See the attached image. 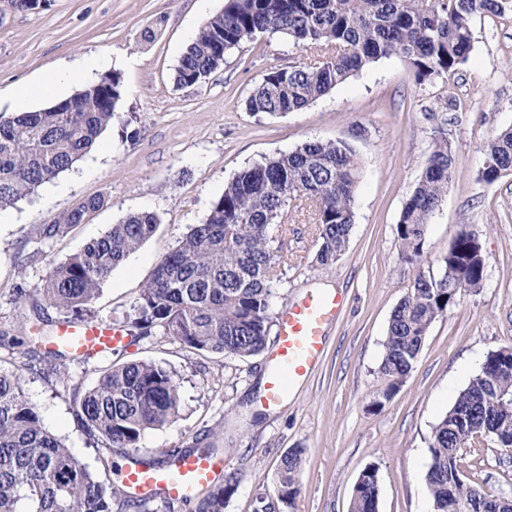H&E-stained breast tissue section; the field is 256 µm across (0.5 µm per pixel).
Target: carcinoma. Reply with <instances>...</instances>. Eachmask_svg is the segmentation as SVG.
<instances>
[{"mask_svg":"<svg viewBox=\"0 0 512 512\" xmlns=\"http://www.w3.org/2000/svg\"><path fill=\"white\" fill-rule=\"evenodd\" d=\"M508 0H225L186 48L176 70L180 86L204 83L240 44L259 36H280L296 48L324 53L317 67L274 69L255 86L247 108L269 115L296 112L328 94L381 58L395 56L418 84L447 81L473 50L472 22L499 16ZM124 96L119 73L105 75L70 100L38 111H21L0 120V211L7 210L58 174L71 169L97 144ZM433 148L422 176L405 201L397 223L402 257H422L431 216L448 191L455 154L448 143L443 110L429 109ZM486 165L479 179L491 184L512 172V126L492 135L483 147ZM359 168L345 141L309 140L280 151L235 175L179 245L162 258L143 288L139 336L159 328L199 354L251 358L267 347L273 304L288 255L275 245L288 232L290 203H313L319 234L315 261L333 265L344 252L354 224ZM102 204L81 202L40 226L54 239L82 223ZM160 224L151 211L128 215L46 272L42 293L67 313L92 315L102 284L112 271ZM486 259L479 240L460 232L441 260L439 277L419 276L388 322L379 373L384 387L372 408L380 410L399 390L417 363L433 322L454 304L458 292L477 291L485 281ZM39 330L13 336L31 360L62 358ZM180 385L175 374L152 362L113 363L85 391L77 415L99 451L134 450L144 433L179 414ZM485 436L512 449V347L485 356L478 371L434 426L425 481L430 512H512V495L489 498L473 488L459 467V451ZM304 449L280 458L274 489L276 504L299 495L297 476ZM234 472L207 487L194 512H224L237 490ZM378 468L358 477L349 512H378ZM25 500L28 509H19ZM146 500L97 480L41 422L14 370L0 367V512H143Z\"/></svg>","mask_w":512,"mask_h":512,"instance_id":"carcinoma-1","label":"carcinoma"}]
</instances>
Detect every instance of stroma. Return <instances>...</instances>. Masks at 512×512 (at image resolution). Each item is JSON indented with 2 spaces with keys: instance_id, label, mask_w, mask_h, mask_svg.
I'll use <instances>...</instances> for the list:
<instances>
[{
  "instance_id": "1",
  "label": "stroma",
  "mask_w": 512,
  "mask_h": 512,
  "mask_svg": "<svg viewBox=\"0 0 512 512\" xmlns=\"http://www.w3.org/2000/svg\"><path fill=\"white\" fill-rule=\"evenodd\" d=\"M224 0H48L19 12L0 0V120L37 111L75 94L66 67L92 61L89 81L120 73L125 93L97 145L71 169L0 212V329L55 327L63 318L41 293L50 264L65 261L133 212H156L154 235L104 282L96 321L132 316L160 260L207 216L224 184L252 164L310 139L342 140L355 150L360 175L354 227L345 252L329 267L315 261L317 228L300 201L283 247L297 257L277 308L316 290L344 293L330 327L324 360L279 410L263 407L267 357L200 355L152 330L119 347L116 361L146 360L180 382L178 416L146 431L137 457L160 459L205 444L223 454L239 486L225 512H258L273 494L281 455L304 451L300 493L284 512H348L362 471L377 466L378 512H425L428 440L484 357L512 347V173L492 184L478 178L483 146L512 125V8L473 21L474 46L458 76L417 85L400 58L373 63L306 108L282 115L252 113L246 100L267 70L313 67L321 58L285 40L261 37L227 54L202 84L181 87L175 71L186 47ZM448 108V141L456 169L432 216L420 262L401 257L396 224L432 149L431 104ZM102 198L84 223L52 240L39 227L83 200ZM474 234L486 258V279L463 290L431 326L406 382L378 412L369 406L382 386V342L393 309L413 281L435 276L459 232ZM103 357L31 364L20 348L0 344V365L19 370L43 425L99 480L116 483L76 416L70 376L93 387ZM489 444L464 453L471 485L492 497L512 490V468Z\"/></svg>"
}]
</instances>
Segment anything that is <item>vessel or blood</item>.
<instances>
[{"instance_id":"1","label":"vessel or blood","mask_w":512,"mask_h":512,"mask_svg":"<svg viewBox=\"0 0 512 512\" xmlns=\"http://www.w3.org/2000/svg\"><path fill=\"white\" fill-rule=\"evenodd\" d=\"M343 305V294L313 291L280 312L277 341L269 356L262 395L265 406L287 405L294 391L318 368L324 357L328 330ZM126 341L122 330L101 322L63 323L53 337L54 345L77 359L118 348ZM223 470V457L187 455L167 468L128 462L118 467L117 474L122 486L133 495L186 500L212 483Z\"/></svg>"}]
</instances>
